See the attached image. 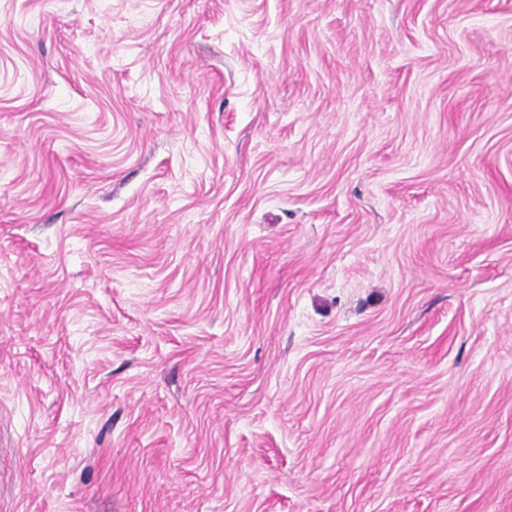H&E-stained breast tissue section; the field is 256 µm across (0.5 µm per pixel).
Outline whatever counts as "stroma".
Masks as SVG:
<instances>
[{
	"label": "stroma",
	"instance_id": "stroma-1",
	"mask_svg": "<svg viewBox=\"0 0 512 512\" xmlns=\"http://www.w3.org/2000/svg\"><path fill=\"white\" fill-rule=\"evenodd\" d=\"M0 512H512V0H0Z\"/></svg>",
	"mask_w": 512,
	"mask_h": 512
}]
</instances>
